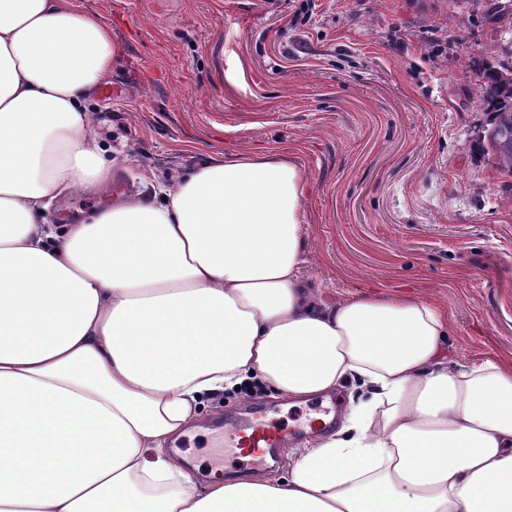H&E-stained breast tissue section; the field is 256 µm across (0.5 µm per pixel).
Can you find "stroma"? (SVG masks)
<instances>
[{
  "label": "stroma",
  "instance_id": "stroma-1",
  "mask_svg": "<svg viewBox=\"0 0 512 512\" xmlns=\"http://www.w3.org/2000/svg\"><path fill=\"white\" fill-rule=\"evenodd\" d=\"M123 51L93 99L129 160L116 189L211 156L284 153L301 168L303 275L325 294L402 293L448 312L444 357L512 361V183L477 141L473 88L486 56L512 65V29L472 0H79ZM344 388L298 404L256 389L204 404L181 450L202 471L231 410L271 407L279 426L340 417Z\"/></svg>",
  "mask_w": 512,
  "mask_h": 512
}]
</instances>
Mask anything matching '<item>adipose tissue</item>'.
<instances>
[{"instance_id": "1", "label": "adipose tissue", "mask_w": 512, "mask_h": 512, "mask_svg": "<svg viewBox=\"0 0 512 512\" xmlns=\"http://www.w3.org/2000/svg\"><path fill=\"white\" fill-rule=\"evenodd\" d=\"M121 53L75 0H0V512H512V366L448 365V316L314 291L284 154L114 194L93 94ZM112 196L77 224L53 201ZM254 381L355 383L287 475L198 484L170 441Z\"/></svg>"}]
</instances>
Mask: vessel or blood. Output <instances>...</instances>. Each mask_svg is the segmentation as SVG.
I'll use <instances>...</instances> for the list:
<instances>
[{"instance_id":"obj_1","label":"vessel or blood","mask_w":512,"mask_h":512,"mask_svg":"<svg viewBox=\"0 0 512 512\" xmlns=\"http://www.w3.org/2000/svg\"><path fill=\"white\" fill-rule=\"evenodd\" d=\"M297 436V430L269 421L266 410H252L232 417L226 431L219 434V446L234 460L254 465L264 462L267 449L295 442Z\"/></svg>"}]
</instances>
